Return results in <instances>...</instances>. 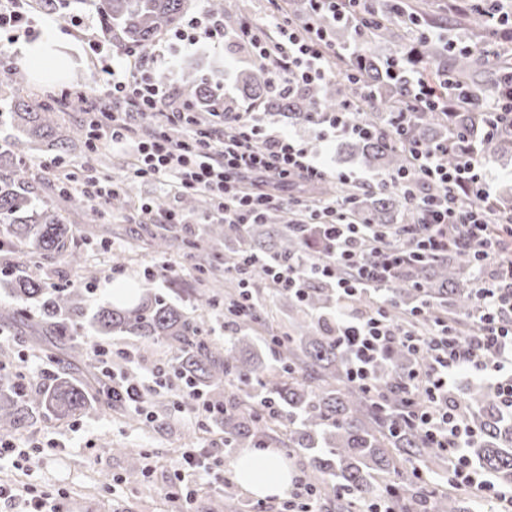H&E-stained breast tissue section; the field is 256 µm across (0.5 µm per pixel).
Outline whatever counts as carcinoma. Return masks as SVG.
Instances as JSON below:
<instances>
[{"mask_svg": "<svg viewBox=\"0 0 512 512\" xmlns=\"http://www.w3.org/2000/svg\"><path fill=\"white\" fill-rule=\"evenodd\" d=\"M85 2L98 15L102 35L121 51H142L162 31L175 28L187 4V0ZM370 33L375 49L360 55L357 65L368 82L379 89L364 120L381 136L369 141L354 139L351 148L365 165L392 174L409 165L407 154L389 141L394 109L408 97V83L387 86L385 68L379 65L380 45L398 43L405 71L423 69L437 85L448 78L465 76V87L476 96H492L496 88L472 74L474 59L469 51L455 53L447 63L446 43H406L400 25L393 20L372 27ZM182 81L183 94L197 111L222 112L224 119L230 118L231 108L222 99L219 83L193 72L182 74ZM245 90L261 99L267 112L298 109L305 119L322 106L350 100L356 94L355 86L340 75L319 90L273 93L260 66L246 76ZM492 118L488 112H456L448 118L436 112H421L409 135L424 146L432 145L448 138L453 126L468 127L476 133ZM56 124V110L37 101L12 100L0 111V126L16 127L27 138L25 142L10 138L0 141V226L5 228V234H0V269L13 298L10 305L0 307V331L50 336L68 345L72 365L83 361L74 337L82 335L88 326L101 334H129L161 344L172 355L177 374L192 381L218 406L213 417L223 429L225 440L243 446H256L263 438L273 443L278 441L280 425L288 423V448L308 455L301 481L316 488L333 484L336 497L348 496L345 508L354 502H373L392 489V500L401 512H469L461 495L429 491L420 475L428 456L442 450L426 447L413 432L391 427L401 407L397 377L407 365L404 354L394 349L386 359L389 373L379 401L348 381L347 354L336 345L333 323L314 316L336 300V293L328 285L311 287L303 302L282 295L294 311L310 313L312 318L298 321L291 332L279 336L277 343L268 344V350L261 354L249 351L246 336H228L222 346L214 342L205 334L200 316L183 311L162 294L147 292L136 303L130 295L115 306L91 313L78 284H49L33 272L15 269L13 261L20 254L36 268L63 256L80 264L72 229L46 204H35L39 181L26 162L27 143L66 146L64 140L56 138ZM477 147L503 156L512 153V123L504 124L497 135L480 139ZM357 208L371 224H392L406 206L397 192L380 189L359 198ZM232 237L240 240L241 252L263 253L285 265L303 253L320 256L314 241L289 229L278 212L268 213L262 224H217L206 234L211 252L217 255L222 240ZM147 245L158 253L177 244L168 229L159 227L149 234ZM177 246L189 251L196 248L189 240ZM474 272L470 257L462 251H450L402 270L388 289L393 318L407 319L409 305L423 296L431 301L436 314L459 324L468 322L475 293ZM236 381L255 385L261 396L275 401L278 415L268 421L252 415L250 406L256 395L250 392L228 397L226 387ZM107 393L105 380L92 372L83 381L57 374L42 387L23 392L17 379L6 373L0 376V429H15L33 410L56 421L69 419L107 401ZM465 405L481 429L480 440L470 450L477 466L497 481L512 484V424L497 413L495 395L482 385L475 386Z\"/></svg>", "mask_w": 512, "mask_h": 512, "instance_id": "obj_1", "label": "carcinoma"}]
</instances>
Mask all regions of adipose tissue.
I'll return each mask as SVG.
<instances>
[{"instance_id":"obj_1","label":"adipose tissue","mask_w":512,"mask_h":512,"mask_svg":"<svg viewBox=\"0 0 512 512\" xmlns=\"http://www.w3.org/2000/svg\"><path fill=\"white\" fill-rule=\"evenodd\" d=\"M21 53L36 78L58 81L67 72L69 57L61 49L54 26H47L40 38L22 47ZM233 469L239 485L257 497L282 494L290 484L288 464L275 453L242 451Z\"/></svg>"}]
</instances>
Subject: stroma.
<instances>
[{"label": "stroma", "mask_w": 512, "mask_h": 512, "mask_svg": "<svg viewBox=\"0 0 512 512\" xmlns=\"http://www.w3.org/2000/svg\"><path fill=\"white\" fill-rule=\"evenodd\" d=\"M78 47L63 81L38 82L27 76L9 87V95L50 105L65 90L78 88L89 97H98L93 52L87 41H80ZM191 67L205 74L218 73L224 92L239 105H247L243 79L253 71L254 63L246 48L228 40L218 45L203 42L181 51L174 64L157 63L156 70L166 74V86L177 91L183 72ZM263 119L268 126L297 134L330 171H352L371 180L379 175L378 170L364 166L350 154L345 139L320 141L316 127L307 120L291 119L277 112L264 113ZM27 157L37 172H44V161L52 159L58 165L57 171L44 172L40 198L71 225L80 242L83 264L90 272L89 282L97 287L95 293L86 296L89 310L108 305L112 286L128 283L168 294L174 303L190 311L195 305L193 290L198 286L200 272H209L223 283L228 281L223 257L213 256L201 243L206 230L202 224L192 225L187 232L189 238L199 242L193 253L179 249L163 255L144 249L129 251V241L147 230L135 217L138 207L168 196L163 185L136 181L127 186L126 204L113 200L102 207L89 202L75 207L76 191L62 187L65 174L79 178L90 170L99 176L121 179L129 166L123 151L108 143L92 153L80 144L60 151L40 143L30 146ZM149 268L155 274L148 280L144 272ZM22 356L31 366L29 386L33 389L47 383L51 375L71 370L64 350L48 349L43 337L0 335V362L11 364ZM149 409L155 416L151 422L116 403L109 409L87 410L65 421L42 417L26 421L19 429L20 437L27 444L42 446L40 460L30 473L2 467L0 479L60 495L65 512H173L174 503L165 500L161 491L172 480L184 450L209 449L215 470L232 473L235 455L225 452L223 434L206 418L195 416L174 391L152 395ZM51 438L59 440V448L46 449ZM133 452L142 455L145 462L144 472L134 479L128 475L129 455Z\"/></svg>", "instance_id": "35a3bbf8"}]
</instances>
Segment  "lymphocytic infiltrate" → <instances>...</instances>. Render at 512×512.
Here are the masks:
<instances>
[{
	"label": "lymphocytic infiltrate",
	"mask_w": 512,
	"mask_h": 512,
	"mask_svg": "<svg viewBox=\"0 0 512 512\" xmlns=\"http://www.w3.org/2000/svg\"><path fill=\"white\" fill-rule=\"evenodd\" d=\"M306 2L309 12L301 18L275 14L276 36H269L259 23L244 22L233 37L249 47L258 65L273 73V85L280 91L325 82L333 74V62L342 61L341 73L355 85V98L317 111L311 122L323 141L375 137V129L361 117L375 91L354 63L356 51L336 47L311 17L330 12L360 37L383 22L382 13L369 0ZM481 13L493 36L483 56L489 66L498 68L501 55L512 48V13L499 8ZM0 32L6 33L12 44L36 35L30 0H0ZM223 39V16L205 13L192 17L170 35L167 46L173 54L202 41ZM90 47L104 100L112 109L86 110L89 151H96L101 140L111 138L127 148L133 159L130 173L136 179L169 183L176 199L195 193L210 196L214 201L210 221L255 224L265 211L284 207L289 224L304 232L317 230L328 249L326 258L300 257L283 267L251 255L243 257L234 270L242 288L241 314L260 306L247 276L248 268L257 264L262 265L268 285L280 292L300 297L316 283L334 288L338 306L330 318L336 325V342L348 355L349 381L364 392H379L377 369L386 356L396 348L408 353L414 363L400 381L405 399L395 420L397 428L415 432L427 447L445 451L448 480L457 489H481L496 498L505 512H512V493L487 480L468 455V448L479 437L478 429L467 408L449 398L452 384L462 373L479 380L512 370V262L503 263L493 236L496 212L489 174L466 131L453 130L448 139L432 146L414 142L407 135L415 115L427 110L492 112L496 119L488 123L486 131L497 132L499 123L512 122V69L501 70L498 95L485 102L472 97L460 83L452 81L440 88L423 73H411L410 95L397 110L391 131L395 145L409 154L410 166L383 176L379 185L399 192L420 221L415 226H383L358 215L352 190L357 179L351 174L334 175L347 188L340 196L285 202L272 194L274 185L303 182L316 186L331 175L299 137L267 126L257 107L236 113L229 124L221 118L201 124L196 112L177 103L170 90L156 81L154 52L133 53L131 66L125 68L115 64L111 44L94 38ZM453 150L462 158L451 166L444 158ZM460 249L471 252L484 274L475 292L469 332H459L448 318L433 317L432 306L424 299L413 307L408 323L392 321L380 294L397 272L416 261ZM429 316L434 319L430 333L418 334L417 322ZM95 354L103 373L112 377L113 402L147 414L149 394L129 375L139 366L135 354L105 344L96 345ZM116 359L124 363L125 372L113 373ZM208 457V451L202 449L182 453L164 491L179 512H194L197 481L213 475ZM0 505L9 512H61L57 499L32 489L20 490L8 482H0Z\"/></svg>",
	"instance_id": "1"
}]
</instances>
